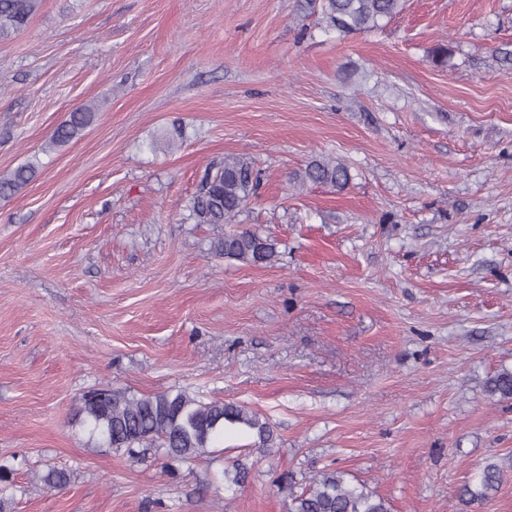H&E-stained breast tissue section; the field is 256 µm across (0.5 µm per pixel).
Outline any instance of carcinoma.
Returning a JSON list of instances; mask_svg holds the SVG:
<instances>
[{
	"label": "carcinoma",
	"mask_w": 512,
	"mask_h": 512,
	"mask_svg": "<svg viewBox=\"0 0 512 512\" xmlns=\"http://www.w3.org/2000/svg\"><path fill=\"white\" fill-rule=\"evenodd\" d=\"M406 0H309L327 32L358 34L377 29L380 22L404 9ZM42 0H0V37L18 33L30 22ZM95 116L93 106L84 104L53 132L50 146H63L76 138ZM38 165L28 162L0 176V198L6 199L33 179ZM351 179L349 167L340 160L322 158L308 164L295 177L306 184L328 185L339 191ZM260 178L251 161L240 155H226L208 164L200 176L191 200L188 219L196 224H226L257 195ZM213 251L226 258L254 266L275 261L277 242L255 231L242 230L224 235L213 244ZM486 391L492 396L512 399V371L491 377ZM81 424L97 446L121 451L131 457L141 448L153 451L164 462L184 461L210 453L213 443L228 425L251 430L258 447H274V431L269 423L244 405L221 400L203 402L184 391H164L150 395L110 387L94 389L83 397L79 410ZM48 491L61 490L71 482L68 471L49 468L35 476ZM503 470L492 462L480 474L481 490L463 488L468 504L482 501L487 492L498 489ZM24 492L15 483L12 471L0 466V512H11L14 493ZM287 512H391L386 500L362 483H352L341 470L327 469L316 474L301 492L289 496Z\"/></svg>",
	"instance_id": "carcinoma-1"
}]
</instances>
